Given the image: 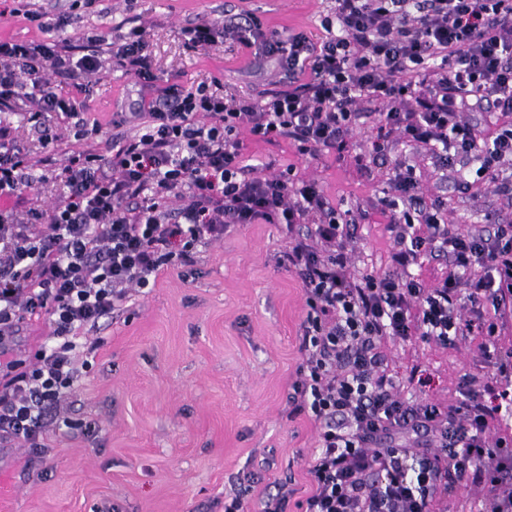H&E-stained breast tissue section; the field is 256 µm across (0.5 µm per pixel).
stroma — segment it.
I'll use <instances>...</instances> for the list:
<instances>
[{"mask_svg": "<svg viewBox=\"0 0 512 512\" xmlns=\"http://www.w3.org/2000/svg\"><path fill=\"white\" fill-rule=\"evenodd\" d=\"M329 0H96L81 9L82 26L105 38L143 29L159 87L206 82L224 94L256 99L279 89L273 69L254 67L252 50L226 45L191 50L182 30L224 13L252 14L267 29L305 33L318 41ZM0 0V36L17 40L72 37V28L41 31L13 15ZM83 101L89 124L103 135L139 134L122 113L138 108L134 77L107 64L89 91L69 88ZM16 144L32 157L52 156L35 170V184L11 205L18 212L44 209L61 192L59 173L71 151L93 148L63 135L43 147L24 112H5ZM249 156L294 165L315 178L327 198L361 210L352 261L357 271L382 270L390 250L388 217L381 205L385 169L359 170L355 154L369 147L355 132L344 158L299 155L288 143L273 146L241 132ZM426 198H440L461 229L485 228L486 214L512 223V203L488 189L457 192L433 165L422 178ZM286 237L277 224H238L223 240L201 247L191 266L162 272L154 286L134 294L88 334L97 341L90 367L77 383L69 415L92 421L96 431L51 437L45 451L0 444V512H224L240 494L245 512H263L268 495L288 484L296 500L307 490L305 466L317 441L313 422L289 412L288 395L302 361L298 328L303 293L277 258ZM477 337L444 348L414 336L382 346L391 375L408 403H445L474 372ZM421 382L409 381L412 368Z\"/></svg>", "mask_w": 512, "mask_h": 512, "instance_id": "stroma-1", "label": "stroma"}]
</instances>
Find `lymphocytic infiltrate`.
<instances>
[{
  "label": "lymphocytic infiltrate",
  "mask_w": 512,
  "mask_h": 512,
  "mask_svg": "<svg viewBox=\"0 0 512 512\" xmlns=\"http://www.w3.org/2000/svg\"><path fill=\"white\" fill-rule=\"evenodd\" d=\"M22 15L42 30L75 27L72 39L0 38V112L26 111L43 144L60 139L45 116L86 136L80 102L62 83L90 77L111 59L146 98L129 121L141 134L114 136L105 152H73L59 200L25 215L0 209V351L21 323L45 317L50 334L31 361H0V442L38 450L51 431L72 429L66 404L80 375V339L130 293L168 268L193 264L199 244L233 224H279L281 267L298 278L306 314L302 362L288 403L318 428L299 512H448L460 488L481 491L480 512H512V447L491 435L512 416V225L494 234L451 224L442 200L426 201L417 167L392 159L397 144L432 153L443 170L475 159L473 177L512 200V0H332L325 38L264 29L254 16L201 21L182 31L206 49L226 41L252 49L287 89L266 99L155 89L142 29L111 43L77 30V15ZM507 118L482 137L470 111ZM288 142L299 155H343L370 130L358 168H388L385 270L352 268L364 215L338 211L316 182L274 160H249L239 137ZM0 123V198L32 187L33 164ZM448 270L427 285L413 272L425 257ZM479 332L476 372L456 401H403L381 351L388 339L421 336L456 346Z\"/></svg>",
  "instance_id": "f902f5d3"
}]
</instances>
